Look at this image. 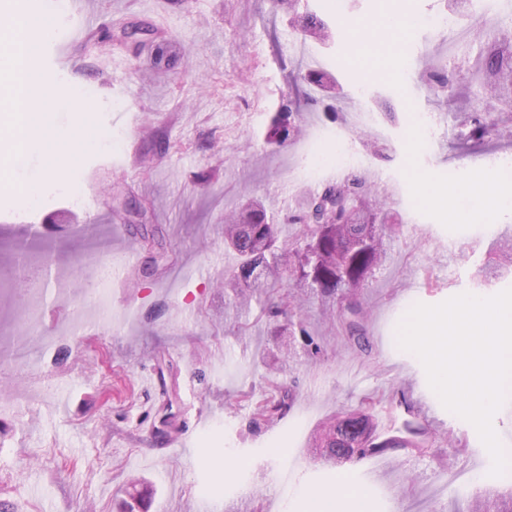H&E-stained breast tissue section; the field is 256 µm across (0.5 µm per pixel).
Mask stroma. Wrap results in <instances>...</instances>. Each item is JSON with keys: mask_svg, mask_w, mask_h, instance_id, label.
I'll use <instances>...</instances> for the list:
<instances>
[{"mask_svg": "<svg viewBox=\"0 0 512 512\" xmlns=\"http://www.w3.org/2000/svg\"><path fill=\"white\" fill-rule=\"evenodd\" d=\"M17 6L54 16L45 51L64 45L62 78L90 99L104 144L81 151L62 169V189L37 206L20 191L0 192V501L20 512H117L129 490L147 497L149 512H196L206 497L226 512H311L312 494L343 486L366 490L357 512H468L475 493L512 494V475L491 476L474 426L442 405L418 356L398 344L416 304L512 288V272L477 284L493 239L512 225V143L455 150L465 104L438 103L418 79L444 41L426 22L448 12V0H346L328 17L332 37L306 43L271 0H97L96 24L58 13L55 0H0L1 13ZM398 15L399 41L382 39V20ZM511 16L501 0H476L459 20L455 57L466 54V33ZM352 21L365 22L361 44L391 56L389 65L357 70ZM132 24L178 44L171 72H153L150 49L136 56L115 38L101 41ZM77 28L82 36L70 39ZM301 62L336 77L346 110L302 112L303 137L267 151L287 68ZM414 112L433 118L428 141ZM344 142L394 216L388 259L361 295L367 346L335 334L311 302L315 344L297 343L286 363L256 307L224 304V271L236 257L222 226L244 197L259 196L282 222L281 241L292 242L295 195L335 179ZM479 171L505 205L465 201ZM423 175L430 192L459 190L461 218L425 201ZM117 196L159 226L167 268L153 269L149 248L113 218ZM17 240L28 265L52 263L54 301L45 282L16 273ZM32 303L44 329L62 331L51 351L26 330ZM22 343L34 365L16 376ZM269 376L289 391L290 408L257 429L240 394ZM370 399L386 428L417 417L427 451L397 449L340 469L317 462L309 443L320 425ZM165 416L172 427L161 440ZM475 473L474 493L444 484Z\"/></svg>", "mask_w": 512, "mask_h": 512, "instance_id": "stroma-1", "label": "stroma"}]
</instances>
